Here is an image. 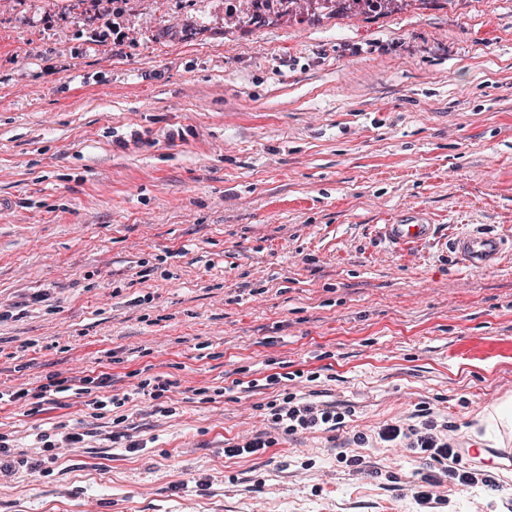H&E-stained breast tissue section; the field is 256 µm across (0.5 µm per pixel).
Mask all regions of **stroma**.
<instances>
[{
	"label": "stroma",
	"instance_id": "obj_1",
	"mask_svg": "<svg viewBox=\"0 0 512 512\" xmlns=\"http://www.w3.org/2000/svg\"><path fill=\"white\" fill-rule=\"evenodd\" d=\"M250 3L0 10V381L107 372L117 394L149 365L176 409L129 401L131 454L82 398L0 406L18 457L37 426L88 433L49 475L0 478V512H417L424 462L380 427L427 404L471 448L512 398V251L466 271L446 245L512 235V0ZM410 210L439 233L405 256L375 227ZM234 372L253 388L225 393ZM280 392L352 414L225 456ZM489 471L434 512H500L512 464Z\"/></svg>",
	"mask_w": 512,
	"mask_h": 512
}]
</instances>
